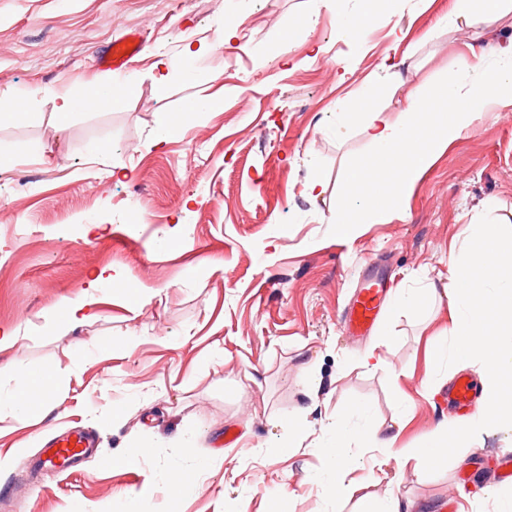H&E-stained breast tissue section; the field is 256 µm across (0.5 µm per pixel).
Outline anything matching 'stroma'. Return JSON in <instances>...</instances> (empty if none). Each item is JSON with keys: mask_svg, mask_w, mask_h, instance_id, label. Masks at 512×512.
I'll list each match as a JSON object with an SVG mask.
<instances>
[{"mask_svg": "<svg viewBox=\"0 0 512 512\" xmlns=\"http://www.w3.org/2000/svg\"><path fill=\"white\" fill-rule=\"evenodd\" d=\"M450 5L405 0L356 42L340 23L359 0H0V96L26 92L41 117L0 123V331L17 337L0 366L52 369L63 397L39 419L0 422V455L25 450L0 470V512L79 503L169 512L170 470L200 460L207 467L179 512H324L315 443L349 398L370 402L378 435L399 432L409 446L457 416L447 387H422L426 349L450 325L447 299L381 312L359 338L342 322L367 280L442 286L469 219L488 213L512 225L506 109L485 113L434 163L401 218L365 225L348 243L332 222L345 199L344 162L370 152L361 130L337 137L334 104L379 74L394 41L415 48L397 78L427 89L463 75L466 45H512V12L490 28H436ZM235 12L228 41L224 20ZM302 19L310 34L269 59L267 47ZM131 32L143 43L127 70L132 93L59 124L52 90L111 81L95 57ZM328 62L329 85L320 77ZM191 96L216 105L156 144ZM103 144L108 152L97 153ZM319 173L328 189L313 198L304 186ZM101 269L140 283L144 300L90 288ZM88 290L95 317L60 327L59 301ZM128 338L127 352H94ZM80 344L90 357H77ZM373 346L392 373L363 365ZM125 400L128 413L113 416ZM288 417L306 428L289 451ZM75 427L96 448L68 471L46 467L48 440ZM185 437L192 454L174 456ZM136 441L154 455L117 463ZM509 452L512 429L494 428L466 463L438 473L364 456L360 474L365 494L395 491L418 512H495L494 492L512 490L499 467Z\"/></svg>", "mask_w": 512, "mask_h": 512, "instance_id": "1", "label": "stroma"}]
</instances>
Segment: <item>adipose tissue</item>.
Instances as JSON below:
<instances>
[{"mask_svg":"<svg viewBox=\"0 0 512 512\" xmlns=\"http://www.w3.org/2000/svg\"><path fill=\"white\" fill-rule=\"evenodd\" d=\"M511 10L512 0H452L448 14L437 24L460 28L477 21L491 23ZM130 87L127 81L119 85L94 83L78 95L58 93V121L67 123L106 103L117 105ZM495 106H512V48L497 52L487 79L468 85L443 82L428 92L409 88L396 120L383 108L371 105L369 95L337 99L340 127H360L373 149L370 157L344 167L348 195L334 218L337 236L351 240L359 236L362 225L385 224L400 216L436 159L472 132L484 112ZM9 378L14 385L0 393V421L37 416L57 404L51 370L14 368Z\"/></svg>","mask_w":512,"mask_h":512,"instance_id":"ef3b65f1","label":"adipose tissue"}]
</instances>
